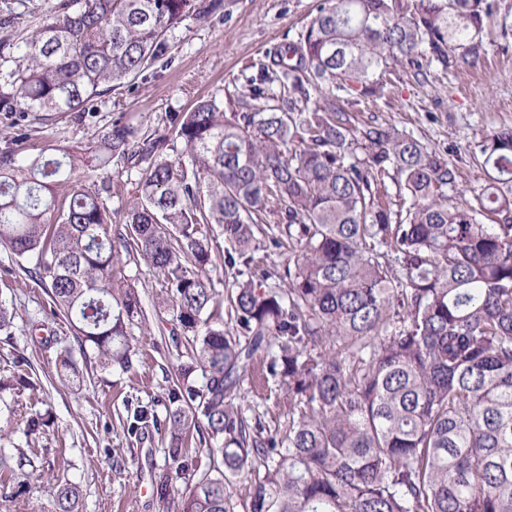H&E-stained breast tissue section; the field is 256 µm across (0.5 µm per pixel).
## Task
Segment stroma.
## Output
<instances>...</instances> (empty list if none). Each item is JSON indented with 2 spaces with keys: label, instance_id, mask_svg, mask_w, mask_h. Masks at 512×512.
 Masks as SVG:
<instances>
[{
  "label": "stroma",
  "instance_id": "1",
  "mask_svg": "<svg viewBox=\"0 0 512 512\" xmlns=\"http://www.w3.org/2000/svg\"><path fill=\"white\" fill-rule=\"evenodd\" d=\"M56 0H0V9L17 15L13 26L0 27V40L26 35ZM318 0H224L222 12L206 19H186L169 36L168 65L150 69L129 87L103 98L94 117L76 119L69 112H0V149L13 147L23 154H53L59 147L94 146L117 117L127 115L144 128H163L169 112L189 110L202 96L224 101L225 112L238 106L252 76L251 65L263 54L296 39L315 11ZM362 124H393L413 132L429 146L447 151L458 169L455 197L473 200L484 174L477 160L479 146L493 131L512 128V0H499V11L488 22L486 55L472 72L453 74L432 69L428 82L400 74L383 98L358 104ZM110 180L106 200L113 230H121L125 206L134 196L139 174L109 167L107 172L78 171V184L93 186ZM211 239L215 265L209 276L216 291L215 312L224 327L234 330L229 296L233 277L223 265L224 237L218 225L204 227ZM35 258H17L0 247V300L14 315L9 330L0 332V376L19 372L35 387L0 395L15 410L10 440L35 449L42 475L20 477L0 484V512H51L54 477H62L80 491V512H160L153 500L150 473L165 464L163 432L153 427L128 431L127 410L152 404L163 410L164 394L175 377L179 359L167 346L168 325L151 323L135 330L133 367L128 372L102 371L76 362L83 370L78 385L60 381L55 352L43 339L72 340L71 328L44 288L33 278ZM24 357L16 365V357ZM240 404L248 420L269 427L288 421V398L277 387L250 379L242 387ZM51 413L45 433L24 436L28 419Z\"/></svg>",
  "mask_w": 512,
  "mask_h": 512
}]
</instances>
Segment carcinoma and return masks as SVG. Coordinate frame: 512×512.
I'll use <instances>...</instances> for the list:
<instances>
[{"instance_id":"cac0c4a2","label":"carcinoma","mask_w":512,"mask_h":512,"mask_svg":"<svg viewBox=\"0 0 512 512\" xmlns=\"http://www.w3.org/2000/svg\"><path fill=\"white\" fill-rule=\"evenodd\" d=\"M498 0H318L297 40L269 55L239 109L214 97L165 114L150 132L120 116L98 138L95 168L139 170L125 232L103 194L73 175L77 153L0 151V245L37 258L35 277L103 370L133 366L132 327L170 326L181 368L166 413L133 410L129 429L167 432L153 473L161 512H512V129L480 145L477 205L447 194L446 152L393 125L355 124L344 104L385 95L401 70L462 74L485 55ZM223 0H58L28 35L0 40V112L88 114L167 58L169 33ZM409 199L391 207L379 186ZM277 224L256 237L260 225ZM224 235L235 334L214 319L204 226ZM288 249L285 288L260 291L267 246ZM143 261L164 295L142 305L124 261ZM288 395V425L249 423L238 403L251 363ZM56 364L76 374L71 348ZM201 371L203 381L192 375ZM31 386L21 373L0 392ZM206 445L202 470L189 440ZM36 471L0 445V478ZM188 491L173 502L174 479ZM53 512H79L56 482Z\"/></svg>"}]
</instances>
